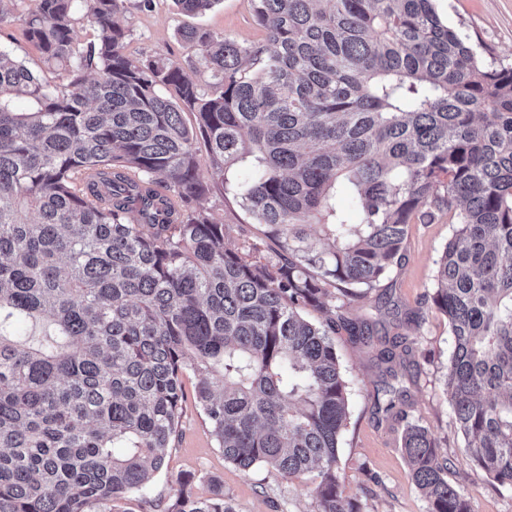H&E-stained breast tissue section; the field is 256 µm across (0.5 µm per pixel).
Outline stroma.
<instances>
[{"instance_id": "obj_1", "label": "stroma", "mask_w": 512, "mask_h": 512, "mask_svg": "<svg viewBox=\"0 0 512 512\" xmlns=\"http://www.w3.org/2000/svg\"><path fill=\"white\" fill-rule=\"evenodd\" d=\"M435 8L449 27L468 36L484 64L512 62V0H435ZM187 21L174 0H153L142 10L137 0H127L120 16L128 32L127 52L135 57L162 56L180 62L187 76L202 88L211 78L194 62L191 50L177 34ZM201 24L241 43L262 42L264 35L252 18L251 0H220L213 10L199 16ZM0 49L23 61L49 82L58 74L46 70L37 48L12 20L0 23ZM203 207L223 217L230 230V244L249 241L262 255L272 258L276 245L265 239L260 225L229 194L213 192ZM454 227L448 214L435 212L432 220L408 227L401 266L363 296L348 300L346 317L373 321L376 336H405L415 354L414 364L385 368L378 345L339 334L336 352L349 385V419L339 450L338 473L346 496L355 498L362 512H427L408 463L400 448L402 424L379 421L373 394L391 380L407 383L410 391L407 419L427 427L450 459L448 481L469 498L472 512H512V488L494 484L477 467L464 448V439L452 421L443 386V375L452 351L446 317L426 303L432 288L434 262L451 238ZM196 379L186 374L180 432L166 451L165 466L149 489L112 504V512H164L174 499L184 475H193L191 492L206 498L223 491L237 512H315L314 474L285 478L256 466L241 470L224 459L209 423L192 393Z\"/></svg>"}]
</instances>
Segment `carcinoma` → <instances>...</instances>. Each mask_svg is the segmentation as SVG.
Here are the masks:
<instances>
[{"mask_svg": "<svg viewBox=\"0 0 512 512\" xmlns=\"http://www.w3.org/2000/svg\"><path fill=\"white\" fill-rule=\"evenodd\" d=\"M75 2L0 0L63 79L0 51V512H112L143 491L189 372L225 461L314 472L316 512H361L337 475L349 391L334 336L372 329L332 301L399 266L433 205L456 225L430 294L453 343L444 391L472 460L512 487V64L479 62L433 0H251L261 43L180 32L205 92L178 62L127 55L126 0H82L97 42L81 49ZM175 2L194 16L220 0ZM219 187L278 261L229 245L200 204ZM22 321L44 338L19 341ZM374 401L402 418L407 389ZM401 450L428 512H471L428 428L407 424ZM193 480L166 512H236Z\"/></svg>", "mask_w": 512, "mask_h": 512, "instance_id": "obj_1", "label": "carcinoma"}]
</instances>
